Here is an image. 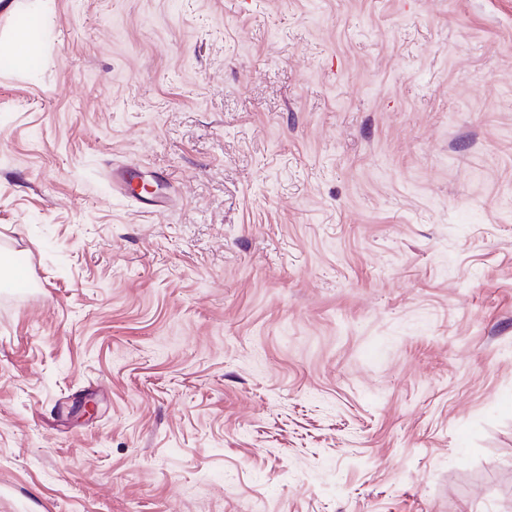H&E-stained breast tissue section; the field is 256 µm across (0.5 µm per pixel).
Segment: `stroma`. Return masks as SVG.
<instances>
[{"label":"stroma","instance_id":"1","mask_svg":"<svg viewBox=\"0 0 512 512\" xmlns=\"http://www.w3.org/2000/svg\"><path fill=\"white\" fill-rule=\"evenodd\" d=\"M0 252V512H512V0H0Z\"/></svg>","mask_w":512,"mask_h":512}]
</instances>
